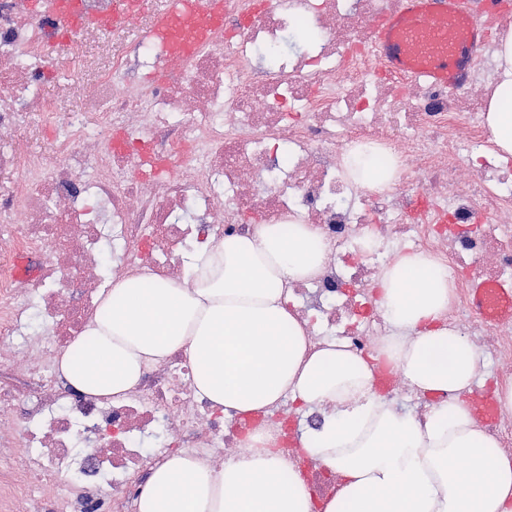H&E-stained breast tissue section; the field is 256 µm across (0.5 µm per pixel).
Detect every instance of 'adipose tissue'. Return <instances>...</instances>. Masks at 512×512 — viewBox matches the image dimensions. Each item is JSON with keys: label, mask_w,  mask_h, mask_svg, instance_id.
Masks as SVG:
<instances>
[{"label": "adipose tissue", "mask_w": 512, "mask_h": 512, "mask_svg": "<svg viewBox=\"0 0 512 512\" xmlns=\"http://www.w3.org/2000/svg\"><path fill=\"white\" fill-rule=\"evenodd\" d=\"M501 81L487 108L495 145L512 156V40L497 53ZM328 246L310 224H260L184 256L183 279L143 273L113 282L84 332L56 360L75 389L120 398L149 365L186 356L194 392L246 415L284 397L319 410L303 449L344 478L314 508L309 486L256 428L221 469L174 453L151 470L137 512H512V454L475 422L464 395L480 355L441 324L453 297L447 271L423 253L399 255L378 280L392 327L376 357L435 401L425 418L389 407L374 367L338 342L310 350L288 309V285L316 276ZM466 468H457L458 460Z\"/></svg>", "instance_id": "adipose-tissue-1"}]
</instances>
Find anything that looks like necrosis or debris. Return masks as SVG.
Segmentation results:
<instances>
[{
    "instance_id": "4bbe7bcc",
    "label": "necrosis or debris",
    "mask_w": 512,
    "mask_h": 512,
    "mask_svg": "<svg viewBox=\"0 0 512 512\" xmlns=\"http://www.w3.org/2000/svg\"><path fill=\"white\" fill-rule=\"evenodd\" d=\"M399 0H232L237 29L192 59L160 60L137 40L112 57L89 92L99 118L61 114L51 162L11 135L28 112L56 111L41 86L54 67L50 30L69 19L56 0H0V512H112L134 505L154 465L174 452L219 468L240 453L242 424L192 387L182 353L146 368L112 401L73 391L55 358L83 332L114 278L184 275L182 252L211 236L267 224H311L330 245L321 272L292 283L289 307L315 347L339 340L369 358L390 326L375 285L402 252L448 270L454 298L443 321L469 336L492 378L512 382V325L470 308L471 280H512V167L486 128L492 82L431 88L389 71L370 43ZM318 33L303 50L280 46L298 22ZM377 153L388 188L355 184L349 148ZM375 242L362 246L364 238ZM37 255L17 275L14 256ZM48 327L27 334L29 309ZM287 399L264 417L277 446L310 485L333 495L338 478L297 446Z\"/></svg>"
}]
</instances>
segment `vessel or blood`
I'll list each match as a JSON object with an SVG mask.
<instances>
[{"label":"vessel or blood","mask_w":512,"mask_h":512,"mask_svg":"<svg viewBox=\"0 0 512 512\" xmlns=\"http://www.w3.org/2000/svg\"><path fill=\"white\" fill-rule=\"evenodd\" d=\"M470 0H401V6L375 25L372 38L381 60L395 70H406L412 79L454 85L468 79L474 50L486 40L481 13L469 10ZM71 19V33L85 24L109 35L125 19L142 14L144 0H118L112 12L84 20L79 0H57ZM227 0H166L156 10L141 38L160 45L167 53L190 59L224 28ZM471 306L481 317L495 322L512 321V287L474 282Z\"/></svg>","instance_id":"obj_1"}]
</instances>
